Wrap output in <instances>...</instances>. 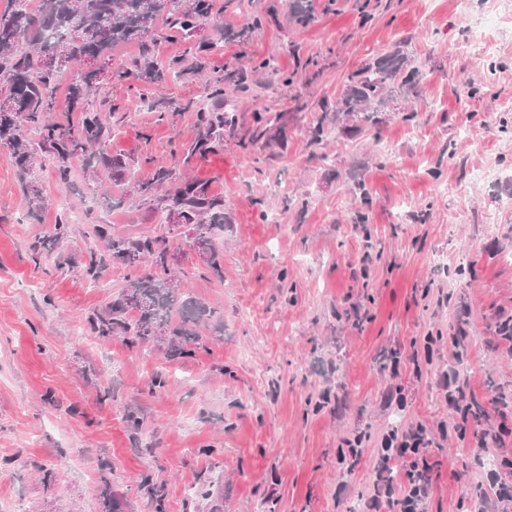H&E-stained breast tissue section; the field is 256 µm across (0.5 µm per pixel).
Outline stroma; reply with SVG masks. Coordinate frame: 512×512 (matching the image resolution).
<instances>
[{
  "label": "stroma",
  "instance_id": "stroma-1",
  "mask_svg": "<svg viewBox=\"0 0 512 512\" xmlns=\"http://www.w3.org/2000/svg\"><path fill=\"white\" fill-rule=\"evenodd\" d=\"M287 3L243 0L192 39L206 44L209 70L269 55L288 70L297 57L316 60L312 83L296 93L257 87L235 106L243 126L257 110L300 111L278 144L246 150L228 134L183 168L197 136L188 103L202 101V87L117 78L140 51L129 44L96 62L90 96L116 109L112 150L135 158L123 185L93 194L75 160L59 186L47 157L39 210L0 147V496L20 512H99L106 481L131 512H364L382 434L417 422L441 463L427 512H477L482 467L512 454L450 429L438 385L441 372L460 370L483 405V428H512V410L502 419L490 403L493 388L512 395V353L495 332L512 315V13L499 0H379L366 20L355 0H314L318 22L297 32ZM252 13L264 29L225 40V28L241 29ZM398 43L423 74L419 95L397 100L378 128L312 142L321 102ZM159 164L212 179L233 219L223 280L198 272L185 237L170 240L189 292L224 316L223 334L205 332L175 361L91 334L85 315L128 271L112 267L92 283L77 268L99 245L93 221L124 235L162 231L166 214L137 193ZM479 168L491 177L473 181ZM62 197L85 216L69 227L65 273L50 259L34 263L30 250L53 234ZM368 243L376 260L365 275ZM426 348L429 361L413 365ZM392 352L401 355L396 376L381 367ZM160 371L163 388L152 384ZM391 392L403 406L387 405ZM359 432L368 439L352 466L338 449Z\"/></svg>",
  "mask_w": 512,
  "mask_h": 512
}]
</instances>
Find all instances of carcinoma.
I'll list each match as a JSON object with an SVG mask.
<instances>
[{"mask_svg":"<svg viewBox=\"0 0 512 512\" xmlns=\"http://www.w3.org/2000/svg\"><path fill=\"white\" fill-rule=\"evenodd\" d=\"M30 2L3 0L0 5V146L10 150L24 191L43 206L40 172L45 154L56 159L57 181L62 184L69 182V163L74 159L82 160L87 180L95 188L102 186L103 172L112 183H123L129 167L128 156L111 151L112 112L116 108L89 106L88 96L97 74L83 69V65L117 47L137 44L141 54L118 68V78L133 75L155 87L173 78H195L204 72L199 53L206 46H189L163 66L150 58L147 37L157 17L163 15L171 32L190 39L212 14L216 0H41L35 10ZM316 21L313 0H288L289 26L303 31ZM264 25V17L254 14L243 30H224V38H244ZM310 64L309 59L304 63L298 59L295 68L288 71L268 57L255 61L249 72L211 71L204 81L206 98L224 101V109L204 106L197 111L198 134L184 152L183 164L191 165L196 155L212 151L213 145L224 140V131L235 130L237 115L232 100L224 97L226 85L246 93L264 74L288 89L299 82V70ZM408 65V56L397 48L350 74L336 97L335 108L322 105L314 137L322 140L326 123L344 133L382 123L379 114L389 102L419 93L423 75ZM66 70L72 73L67 89L70 111L80 117L77 123L64 125L51 120L49 114L55 104L57 78ZM286 121L285 112L253 113L240 145L246 149L261 142L267 146L277 143ZM29 130L38 134V140L27 136ZM173 181V169L161 166L152 178L138 184V193L147 208L170 210L177 214L178 222L166 225L159 234L135 238L114 235L110 225L96 224L94 232L102 248L90 250L81 269L84 278L94 283L114 265L135 271L112 294V301L90 315L87 322L99 337L130 336L132 341L156 349V331L161 330L167 337L162 351L169 360L190 354L187 347L202 340L201 327L215 332L224 329L223 315L185 292L180 279L172 275L168 263L170 235H185L188 229H194V239L208 248V260L200 267L201 272L222 282L224 251L216 245L217 233L231 223L224 212V197L215 192L212 180L191 177L171 193L165 186ZM69 224L67 213L58 212L55 235L33 244V258L59 255ZM145 262L153 271L136 274ZM101 498L102 512H126L129 507L125 496L108 485L102 489Z\"/></svg>","mask_w":512,"mask_h":512,"instance_id":"carcinoma-1","label":"carcinoma"}]
</instances>
